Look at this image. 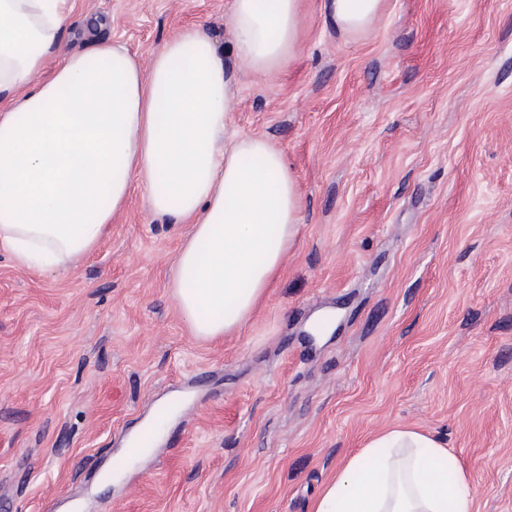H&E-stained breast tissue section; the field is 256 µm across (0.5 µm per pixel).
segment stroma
I'll list each match as a JSON object with an SVG mask.
<instances>
[{"label":"stroma","instance_id":"35a3bbf8","mask_svg":"<svg viewBox=\"0 0 512 512\" xmlns=\"http://www.w3.org/2000/svg\"><path fill=\"white\" fill-rule=\"evenodd\" d=\"M80 3L61 53L146 66L197 25L233 53L229 0ZM301 6L295 58L239 72L227 125L284 152L303 203L238 332H191L171 293L191 227L143 184L66 271L0 249V512H311L394 427L445 442L475 512H512V0H384L352 35Z\"/></svg>","mask_w":512,"mask_h":512}]
</instances>
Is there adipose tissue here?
Returning <instances> with one entry per match:
<instances>
[{"label":"adipose tissue","instance_id":"obj_1","mask_svg":"<svg viewBox=\"0 0 512 512\" xmlns=\"http://www.w3.org/2000/svg\"><path fill=\"white\" fill-rule=\"evenodd\" d=\"M77 0H0V248L32 271L82 258L126 206L192 228L173 296L194 334L246 322L302 222L284 153L229 140L236 75L204 28L181 31L140 68L119 44L60 55ZM381 0H321L341 33L369 28ZM249 71L285 68L301 39L300 0H231L226 19ZM49 79H41L45 68ZM474 493L438 439L397 427L350 456L312 512H474Z\"/></svg>","mask_w":512,"mask_h":512}]
</instances>
